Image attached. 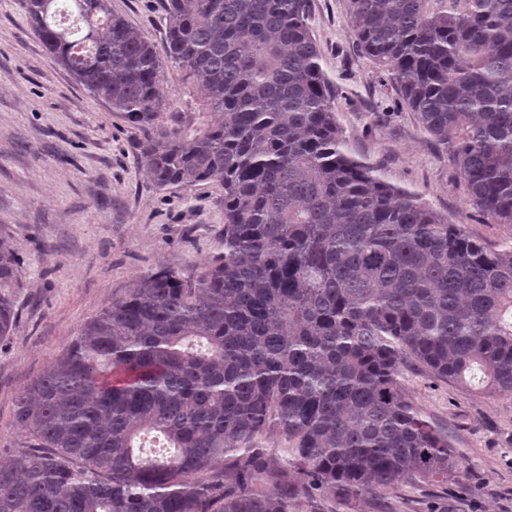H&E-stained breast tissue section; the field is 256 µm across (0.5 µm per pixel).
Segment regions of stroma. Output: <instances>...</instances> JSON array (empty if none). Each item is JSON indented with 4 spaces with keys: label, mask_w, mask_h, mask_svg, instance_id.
Returning a JSON list of instances; mask_svg holds the SVG:
<instances>
[{
    "label": "stroma",
    "mask_w": 512,
    "mask_h": 512,
    "mask_svg": "<svg viewBox=\"0 0 512 512\" xmlns=\"http://www.w3.org/2000/svg\"><path fill=\"white\" fill-rule=\"evenodd\" d=\"M110 4L163 51L162 0ZM311 5L321 65L337 92L336 118L354 155L486 247L512 243V225L486 222L467 206L447 159L357 54L346 0ZM162 90L167 124L194 131L209 122L180 70L165 69ZM139 137L57 64L28 28L19 0H0V236L20 266L11 290L18 322L0 341V463L20 441L19 392L88 318L136 276L159 267L196 275L222 247V186L154 188L137 154ZM403 372L414 403L448 432L460 473L445 484L340 496L323 502V512H512V398L481 397L412 364Z\"/></svg>",
    "instance_id": "obj_1"
}]
</instances>
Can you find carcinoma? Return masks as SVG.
<instances>
[{"label":"carcinoma","mask_w":512,"mask_h":512,"mask_svg":"<svg viewBox=\"0 0 512 512\" xmlns=\"http://www.w3.org/2000/svg\"><path fill=\"white\" fill-rule=\"evenodd\" d=\"M57 2L20 0L29 28L143 133L153 186L224 188L223 250L194 278L138 276L22 389L0 512H317L457 476L402 367L512 397V244L486 249L352 156L311 0H164L163 59L109 0H68L74 30ZM346 2L356 52L467 204L512 224V0ZM165 61L206 128L161 123ZM19 275L0 236V341Z\"/></svg>","instance_id":"carcinoma-1"}]
</instances>
